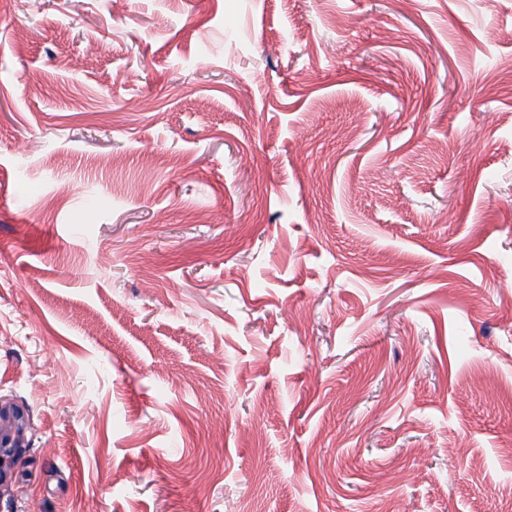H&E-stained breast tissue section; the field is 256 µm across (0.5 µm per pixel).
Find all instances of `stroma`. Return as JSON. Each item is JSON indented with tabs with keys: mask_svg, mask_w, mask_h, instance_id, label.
Returning <instances> with one entry per match:
<instances>
[{
	"mask_svg": "<svg viewBox=\"0 0 512 512\" xmlns=\"http://www.w3.org/2000/svg\"><path fill=\"white\" fill-rule=\"evenodd\" d=\"M509 144L512 0H0V512H501ZM21 443V431H17V437H14L11 430L1 427L0 430V487L6 483L7 471L4 468V457H14V450Z\"/></svg>",
	"mask_w": 512,
	"mask_h": 512,
	"instance_id": "35a3bbf8",
	"label": "stroma"
}]
</instances>
